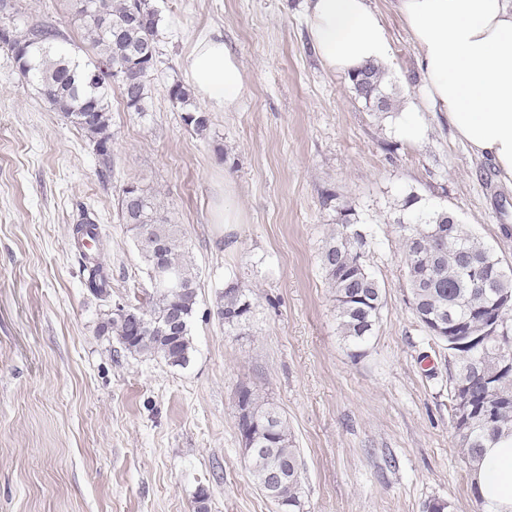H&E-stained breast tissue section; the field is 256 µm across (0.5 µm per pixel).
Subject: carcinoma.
Segmentation results:
<instances>
[{
  "instance_id": "1",
  "label": "carcinoma",
  "mask_w": 512,
  "mask_h": 512,
  "mask_svg": "<svg viewBox=\"0 0 512 512\" xmlns=\"http://www.w3.org/2000/svg\"><path fill=\"white\" fill-rule=\"evenodd\" d=\"M84 38L97 51L86 60L58 28L37 22L23 31L9 22L0 23V42L9 46L20 74L35 85L50 107L84 132L101 165L100 174L112 173V83L119 84L126 108L144 112L149 99L146 78L158 61L157 35L161 16L151 0H77ZM351 88L366 107L388 113L392 103L386 90V72L374 63L349 75ZM172 103L184 112L185 125L199 136L210 129L208 112L197 107L190 90L179 82L168 89ZM119 216L133 241L148 233L165 246L166 277L157 282L144 304L134 308L146 322L136 335L115 317L104 319L102 331L116 338L123 350L170 367H187L195 353L191 325L198 297V275L181 237L157 195L137 183L125 185L118 201ZM352 211L339 212L334 232L319 252V265L331 291L338 327L354 358L374 335L384 306L383 289L366 262L365 235L351 219ZM402 232L401 260L411 295V310L419 324L437 343L448 347L454 368L449 373L448 399L457 410L456 386L469 384L472 424L458 432L470 470L480 468L484 450L512 438V275L504 273L502 260L475 236L455 214L439 206L421 203L408 194L394 218ZM98 226L87 212L76 224L80 238L98 241ZM86 280L98 296L109 295L108 275L100 263H90ZM184 313L188 325L176 337L167 338L168 311ZM498 310L499 324L482 341L448 345V330L462 331L491 310ZM254 301L250 290L238 281L228 283L218 296L216 313L229 330L250 323ZM250 404L258 413L252 425L237 426L240 442L252 443L249 463L255 484L264 495L274 493L288 501L289 512H302L303 471L288 423L278 408L255 391ZM487 402L501 412L497 425L487 427L478 410ZM288 463L292 479L271 491L265 476L276 463Z\"/></svg>"
}]
</instances>
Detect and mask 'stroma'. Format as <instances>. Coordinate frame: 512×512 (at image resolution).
<instances>
[{
  "mask_svg": "<svg viewBox=\"0 0 512 512\" xmlns=\"http://www.w3.org/2000/svg\"><path fill=\"white\" fill-rule=\"evenodd\" d=\"M162 21L148 112L112 97V174L85 134L54 112L0 45V512H277L238 440L234 393L247 384L286 416L303 468L304 512H423L433 498L477 512L448 400L451 357L414 318L400 230L402 198L456 214L512 268V185L454 139L441 113L427 138L396 132L416 99L418 52L391 0L395 113L378 114L313 48L307 0H153ZM16 27L49 22L81 42L76 0H12ZM217 31L248 89L196 135L168 97L196 37ZM135 181L179 224L198 273L184 369L124 351L102 333L115 303L148 276L118 213ZM229 192L235 224L212 208ZM95 220L111 294L85 285L74 246L80 209ZM366 234L385 305L351 357L318 262L340 210ZM232 280L250 289L245 335L216 314Z\"/></svg>",
  "mask_w": 512,
  "mask_h": 512,
  "instance_id": "obj_1",
  "label": "stroma"
}]
</instances>
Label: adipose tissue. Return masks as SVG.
<instances>
[{"label": "adipose tissue", "instance_id": "1", "mask_svg": "<svg viewBox=\"0 0 512 512\" xmlns=\"http://www.w3.org/2000/svg\"><path fill=\"white\" fill-rule=\"evenodd\" d=\"M421 68V107L403 112L398 135L423 141L422 110L442 113L456 139L491 159L512 184V0H395ZM307 26L322 63L348 75L393 54L370 0H308ZM186 71L197 98L213 112L237 111L247 92L237 56L221 34L200 35ZM478 483L490 512H512V439L486 449Z\"/></svg>", "mask_w": 512, "mask_h": 512}]
</instances>
